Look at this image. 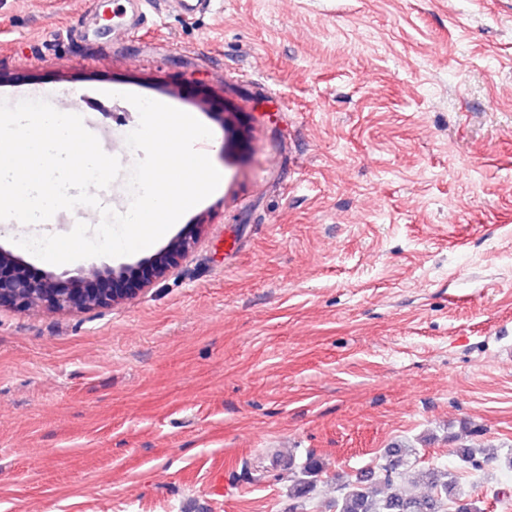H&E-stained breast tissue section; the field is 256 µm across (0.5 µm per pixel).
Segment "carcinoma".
Listing matches in <instances>:
<instances>
[{"mask_svg":"<svg viewBox=\"0 0 512 512\" xmlns=\"http://www.w3.org/2000/svg\"><path fill=\"white\" fill-rule=\"evenodd\" d=\"M461 462L469 469L478 472L484 469L489 458L480 455L477 449L467 445L458 452ZM404 464L402 450H396L383 465L384 490L377 491L364 484V480H345L340 484V496L334 507L336 512H480L469 502L458 507L462 495L457 490L456 479L448 470L427 468L412 477V483L423 484L428 491L416 494L408 491L397 482L398 469Z\"/></svg>","mask_w":512,"mask_h":512,"instance_id":"1","label":"carcinoma"}]
</instances>
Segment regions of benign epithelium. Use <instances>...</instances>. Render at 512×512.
<instances>
[{
	"instance_id": "obj_1",
	"label": "benign epithelium",
	"mask_w": 512,
	"mask_h": 512,
	"mask_svg": "<svg viewBox=\"0 0 512 512\" xmlns=\"http://www.w3.org/2000/svg\"><path fill=\"white\" fill-rule=\"evenodd\" d=\"M195 244L194 236L183 233L156 252L146 261L153 269L154 275L142 284L139 291L147 290L153 280L172 271L177 258L190 252ZM16 262L17 259L12 254L0 250V303H11L23 309L44 308L51 312H81L105 308L130 297V294L118 288L98 291L88 287L92 282H121L133 270V266L129 264L111 267L92 263L65 279L56 274H48L37 281L14 282L4 276V271Z\"/></svg>"
}]
</instances>
